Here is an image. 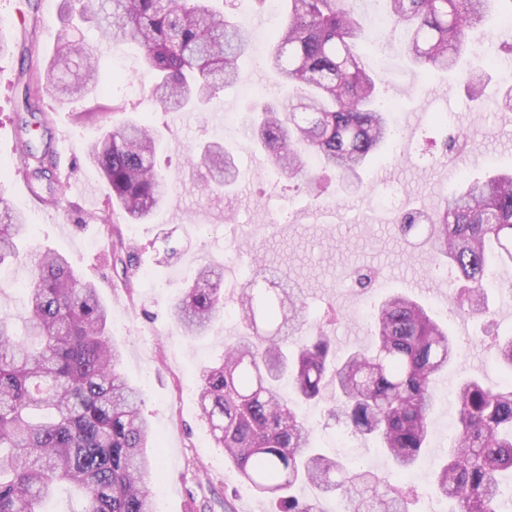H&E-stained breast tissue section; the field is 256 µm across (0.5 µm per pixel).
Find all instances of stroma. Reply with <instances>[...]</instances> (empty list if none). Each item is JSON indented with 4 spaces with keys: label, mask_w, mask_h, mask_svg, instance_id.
Instances as JSON below:
<instances>
[{
    "label": "stroma",
    "mask_w": 512,
    "mask_h": 512,
    "mask_svg": "<svg viewBox=\"0 0 512 512\" xmlns=\"http://www.w3.org/2000/svg\"><path fill=\"white\" fill-rule=\"evenodd\" d=\"M238 19L248 28L252 53L242 63L235 85L197 112H164L149 99L140 77V58L129 46L99 55L98 77L110 87L101 106L126 107L129 116L147 117L158 143L155 165L173 186L168 205L145 223L135 224L112 206L110 190L85 160V150L101 132V123L76 121L70 109L45 97L43 107L52 129L63 130L59 163L72 174L65 201L50 208L28 193L16 159L14 121L16 76L23 65L21 49L33 43L39 63L51 58L63 27V0H0V27L11 44L0 58V197L26 216L30 255L11 261L8 278L0 279V310L23 314L30 258L49 248L64 254L86 279L92 280L109 306V329L123 351L122 369L143 392L142 411L160 445V463L153 485L161 489L159 512H270L243 484L236 468L215 444L198 406V373L220 357L227 337L243 331L240 320L220 319L211 332L187 338L170 310L203 263L224 264L226 250L239 252L236 273L224 276L226 303L253 275L252 259L288 272L301 291L310 324L331 316L326 327L333 346L343 353L369 346L373 334L370 313L387 295L407 293L417 298L448 330L460 349L458 361L435 380L437 401L429 418L428 446L411 474L416 493L409 512H431L428 480L438 458L455 433V390L469 377L494 386L507 376L483 329L493 325L499 336H512V265L493 270L487 293L492 320L452 309L448 294L454 272L434 258L430 242L410 240L392 227L386 210L373 196L385 181L409 206L435 216L464 180L489 169L512 168V110L495 107L490 95L505 91L512 80L492 71L489 97L470 99L463 86L442 75H428L410 64L399 36L385 35L383 52L370 53V71L388 100L397 106V129L410 146L391 145L375 157L358 187H347L334 170L309 164L308 176L318 177L320 192H312L308 177H288L272 170L264 153L246 133L250 109L260 98H275L280 88L274 74L258 80L270 46L266 26H254L260 10L253 0H240ZM462 129L464 147L446 153L449 133ZM220 140L229 148L239 170L237 187L221 195L208 191V172L190 164V156L205 142ZM122 238L136 248L134 275L117 274L107 264L110 238ZM176 248L164 258V246ZM365 268L374 274L370 288L360 289L348 274ZM319 446L328 453L349 447L362 468L387 473L388 458L373 443L348 437L343 424L327 414L325 403L303 406Z\"/></svg>",
    "instance_id": "stroma-1"
}]
</instances>
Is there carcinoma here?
<instances>
[{
    "mask_svg": "<svg viewBox=\"0 0 512 512\" xmlns=\"http://www.w3.org/2000/svg\"><path fill=\"white\" fill-rule=\"evenodd\" d=\"M66 0L94 19L112 44L138 48L149 96L166 112L207 103L234 86L251 37L224 0ZM285 20L272 36L266 60L282 87L302 88L258 102L252 135L269 166L297 174L310 156L355 185L359 170L397 135L366 63L369 37L342 0H279ZM391 31L407 35V58L428 73L445 72L484 87V70L466 62L472 33L483 30L502 0H386ZM73 61L82 77L71 82L59 61ZM96 50L64 33L54 60L24 87L18 117L19 153L34 195L58 205L71 173L61 170L50 143L39 148L31 127L47 130L43 96L71 104L99 88ZM157 143L150 126L125 118L90 143L86 158L111 189L112 202L132 221L164 208L171 188L154 164ZM204 165L214 191L234 185L238 169L221 141L205 147ZM435 257L454 266L462 282L450 290L453 307L490 317L485 304L489 262H512V170L470 180L427 226ZM29 234L21 211L0 198V265L19 257ZM112 253L125 273L135 247L118 239ZM262 266L239 289L244 331L225 340L224 354L199 375L198 403L217 447L253 493L275 512H323L333 498L345 512H407L414 488L404 474L426 448L433 382L456 362L459 350L448 326L417 299L388 295L375 306L370 347L336 354L319 327L307 332L305 305L295 285L274 291L254 287ZM224 268H199L173 317L185 335H206L224 315ZM22 330L0 313V512H44L42 504L63 487L84 501L82 512H155L150 475L157 467L153 431L141 412V393L121 370L122 352L111 342L109 309L94 284L66 256L47 250L35 260L27 284ZM512 371V337L493 343ZM288 379L293 398L279 385ZM330 404L329 415L352 436L375 440L394 463L380 478L313 445V429L295 403ZM458 429L435 465L430 487L451 504L448 512H502L512 494L501 476L512 473V379L490 387L467 378L456 389ZM308 487L310 498L298 496Z\"/></svg>",
    "mask_w": 512,
    "mask_h": 512,
    "instance_id": "obj_1",
    "label": "carcinoma"
}]
</instances>
